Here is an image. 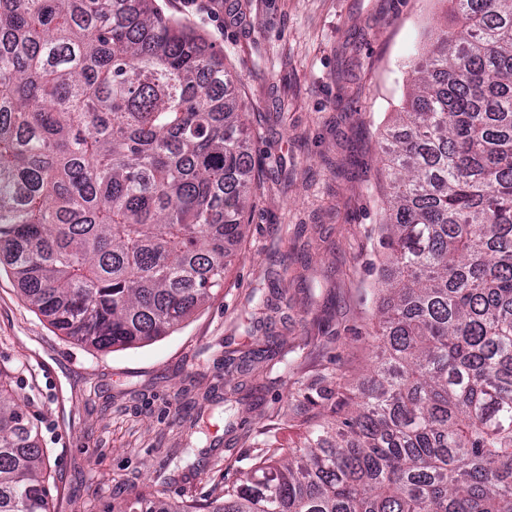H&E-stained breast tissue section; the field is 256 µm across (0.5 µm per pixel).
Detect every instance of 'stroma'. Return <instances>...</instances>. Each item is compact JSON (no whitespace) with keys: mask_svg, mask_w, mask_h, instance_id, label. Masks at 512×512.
Masks as SVG:
<instances>
[{"mask_svg":"<svg viewBox=\"0 0 512 512\" xmlns=\"http://www.w3.org/2000/svg\"><path fill=\"white\" fill-rule=\"evenodd\" d=\"M165 16L224 53L260 159L255 206L224 286L150 345L100 351L62 336L0 271V367L31 400L52 512H110L143 496L201 501L362 379L387 184L382 133L411 84L437 0H211ZM279 360L242 362L257 341Z\"/></svg>","mask_w":512,"mask_h":512,"instance_id":"stroma-1","label":"stroma"}]
</instances>
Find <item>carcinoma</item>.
Listing matches in <instances>:
<instances>
[{
	"mask_svg": "<svg viewBox=\"0 0 512 512\" xmlns=\"http://www.w3.org/2000/svg\"><path fill=\"white\" fill-rule=\"evenodd\" d=\"M153 0H0V269L98 349L224 287L256 166L237 76ZM380 162L372 373L224 495L140 512H512V0H444ZM0 369V512H51Z\"/></svg>",
	"mask_w": 512,
	"mask_h": 512,
	"instance_id": "1",
	"label": "carcinoma"
}]
</instances>
